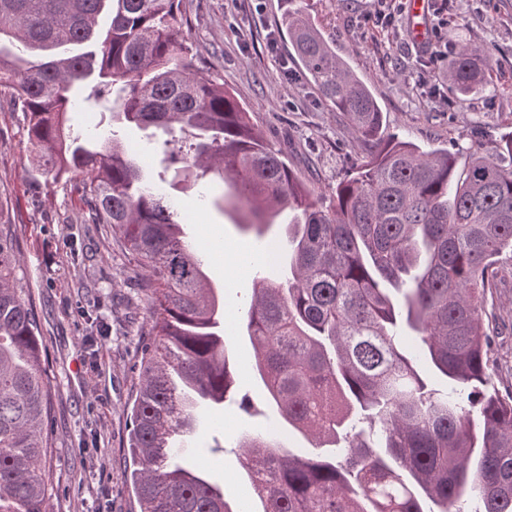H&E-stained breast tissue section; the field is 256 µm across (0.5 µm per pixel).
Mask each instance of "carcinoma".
I'll return each mask as SVG.
<instances>
[{"mask_svg": "<svg viewBox=\"0 0 512 512\" xmlns=\"http://www.w3.org/2000/svg\"><path fill=\"white\" fill-rule=\"evenodd\" d=\"M182 0H0V104L23 114L35 172L70 173L86 223L109 228L146 268L152 339L131 406L130 482L139 512H253L193 466L174 463L196 434V403L236 384L224 313L182 212L110 133L73 114L112 101V121L165 136L196 183L218 176L263 235L282 212L273 261L283 283L240 307L278 424L246 434L243 467L261 512H512V393L495 386L483 314L499 265L512 263V164L479 150L457 171L446 148L387 131L371 91L286 5L288 38L331 109L368 146L330 198L294 173L249 113L192 66ZM111 5L110 23L99 18ZM492 55L462 43L448 89L483 86ZM12 225H0V512H50L51 382L32 304L16 278ZM298 432L320 449L289 447Z\"/></svg>", "mask_w": 512, "mask_h": 512, "instance_id": "1", "label": "carcinoma"}]
</instances>
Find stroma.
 I'll return each instance as SVG.
<instances>
[{
    "mask_svg": "<svg viewBox=\"0 0 512 512\" xmlns=\"http://www.w3.org/2000/svg\"><path fill=\"white\" fill-rule=\"evenodd\" d=\"M428 10L424 41L409 12L377 21L376 0H303L324 38L368 86L389 132L424 148L456 153L467 165L475 148L500 153L512 132V0H447ZM184 33L206 69L250 112L265 140L300 179L333 195L362 158L348 121L330 111L298 61L281 21L280 0H183ZM488 48L495 62L482 90L450 96L441 80L460 42ZM21 113L0 110V222L12 225L16 276L35 312L42 365L51 380V512H138L126 480L134 366L150 328L139 293L142 268L129 264L105 230L84 223L79 176L53 183L31 175ZM183 212L186 239L205 254L204 271L225 304L229 355L241 370L238 392L263 406L266 392L252 368L253 349L236 307L254 286L250 267L260 239L238 227L244 213L202 207L195 188L169 187ZM499 321L491 335L493 379L512 390V273L487 294ZM190 460L239 496L249 493L237 446L264 416L236 405L201 409Z\"/></svg>",
    "mask_w": 512,
    "mask_h": 512,
    "instance_id": "1",
    "label": "stroma"
}]
</instances>
